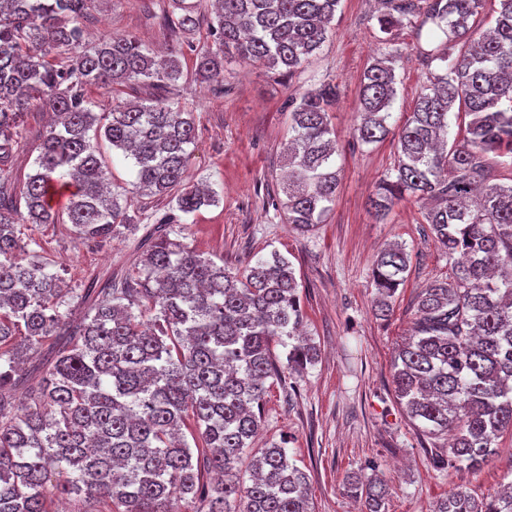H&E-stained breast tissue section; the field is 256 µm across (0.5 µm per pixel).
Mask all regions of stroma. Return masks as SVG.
Returning a JSON list of instances; mask_svg holds the SVG:
<instances>
[{
	"label": "stroma",
	"mask_w": 512,
	"mask_h": 512,
	"mask_svg": "<svg viewBox=\"0 0 512 512\" xmlns=\"http://www.w3.org/2000/svg\"><path fill=\"white\" fill-rule=\"evenodd\" d=\"M163 3L104 0L84 22L88 37L126 33L150 48L165 49L173 36L162 19ZM382 9L381 0H341L325 43L291 78L226 57L220 92L195 76V56L212 42L207 28H200L184 50L183 76L171 94L195 119L188 175L218 198L187 216V243L234 269L275 251L295 269L305 330L320 354L293 381L269 384L264 424L253 446L275 442L287 448L309 476L314 512H361L345 488L346 476L353 473L384 479L386 512H433L455 487L480 499L512 482L510 432L481 470H435L431 454L447 447V439L417 434L391 385L392 359L415 318L416 295L433 277L450 275L451 268L414 199L397 202L381 223L369 211L376 183L397 160L392 139L364 145L352 136L360 77L386 49L377 22ZM394 43L402 58L392 112L401 124L414 108L428 69L415 28L398 30ZM320 82L340 92L330 117L340 149L341 186L325 224L300 236L274 219L272 204L288 141V100ZM47 120L42 110L24 116L22 139L1 166L13 180L33 172L38 135ZM168 208V199L139 198L133 209L141 229L117 235L103 248L84 244L59 224L42 225L35 235L66 286L82 288L110 273L135 276L134 259L145 230ZM394 243L405 248L411 263L392 315L381 320L372 311V268L380 249Z\"/></svg>",
	"instance_id": "35a3bbf8"
}]
</instances>
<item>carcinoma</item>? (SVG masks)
I'll use <instances>...</instances> for the list:
<instances>
[{"label":"carcinoma","mask_w":512,"mask_h":512,"mask_svg":"<svg viewBox=\"0 0 512 512\" xmlns=\"http://www.w3.org/2000/svg\"><path fill=\"white\" fill-rule=\"evenodd\" d=\"M208 23L213 44L195 72L224 92V58L259 63L293 76L320 49L340 0H217ZM487 0H383L378 16L388 50L366 67L355 137L372 144L393 135L397 163L368 200L382 218L408 197L431 202L425 223L452 275L416 298V319L394 356L392 384L421 433H452L437 463L479 470L512 429V167L508 182L489 183V156L512 158V0H498L494 26L474 20ZM96 0H0V164L38 106L52 113L40 133L35 173L16 183L0 169V512H52L54 495L83 512H312L309 479L283 446L239 464L261 429L266 383L283 370L314 365L318 348L300 332L303 312L292 262L274 252L232 270L184 242V218L213 202L188 181L190 113L168 90L182 76L179 45L201 25L196 6L171 0L177 37L165 55L114 33L91 44L83 21ZM427 32L420 48L437 61L406 122L391 123L396 67L393 32ZM151 89L133 102L112 99L93 112L90 91ZM335 85L321 83L288 101L290 138L285 199L274 217L306 233L325 221L340 186L329 112ZM470 117L465 135L448 140L454 106ZM133 160L132 189L111 193L98 142ZM71 190V232L103 244L142 196L174 203L141 244L137 278L107 276L65 288L22 224H56L49 189ZM179 229H174V225ZM410 256L396 245L373 265L374 312L393 311ZM83 305L76 325L71 303ZM286 350L281 364L272 345ZM42 362L26 364L40 349ZM22 387L21 401L3 394ZM190 430L186 439L182 429ZM364 512H382L380 478L346 477ZM433 512H512V483L489 499L453 489Z\"/></svg>","instance_id":"cac0c4a2"}]
</instances>
